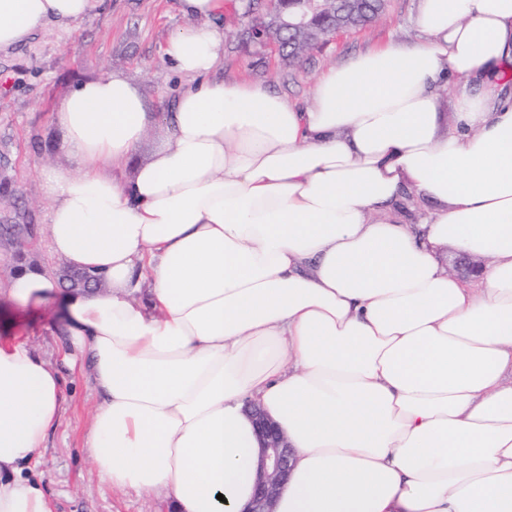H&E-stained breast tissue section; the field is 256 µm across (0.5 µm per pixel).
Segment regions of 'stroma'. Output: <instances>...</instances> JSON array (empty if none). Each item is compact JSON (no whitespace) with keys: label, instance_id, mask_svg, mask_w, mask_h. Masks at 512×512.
Wrapping results in <instances>:
<instances>
[{"label":"stroma","instance_id":"35a3bbf8","mask_svg":"<svg viewBox=\"0 0 512 512\" xmlns=\"http://www.w3.org/2000/svg\"><path fill=\"white\" fill-rule=\"evenodd\" d=\"M238 0H224V62L217 79L261 80L301 105L313 103V87L329 68L389 44L417 40L418 0H389L376 22L335 36L288 67L273 55L245 50ZM178 0H98L89 18L37 29L26 43L0 50V224L34 225L24 247L0 235V338L27 336L50 363L62 356L61 302L23 307L8 296L17 263L49 274L65 268L48 246L49 204L41 190L43 169L73 173L76 160L60 147L53 113L78 84L120 71L139 85L147 107L165 112L181 78L162 54L168 36L188 27ZM68 402L49 432L36 473L56 512H172L164 495L114 489L102 483L85 446L97 395L86 376H64Z\"/></svg>","mask_w":512,"mask_h":512}]
</instances>
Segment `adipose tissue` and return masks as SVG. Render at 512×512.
<instances>
[{
	"mask_svg": "<svg viewBox=\"0 0 512 512\" xmlns=\"http://www.w3.org/2000/svg\"><path fill=\"white\" fill-rule=\"evenodd\" d=\"M95 2L0 0V49ZM179 10L170 112L112 72L53 114L79 168L42 176L49 247L104 290L9 288L62 301L64 361L99 398L94 471L174 512H243L256 406L295 451L275 512H512V0H419L417 42L329 68L306 108L211 80L224 0ZM62 403L57 369L1 339L0 512H54L26 472Z\"/></svg>",
	"mask_w": 512,
	"mask_h": 512,
	"instance_id": "1",
	"label": "adipose tissue"
}]
</instances>
